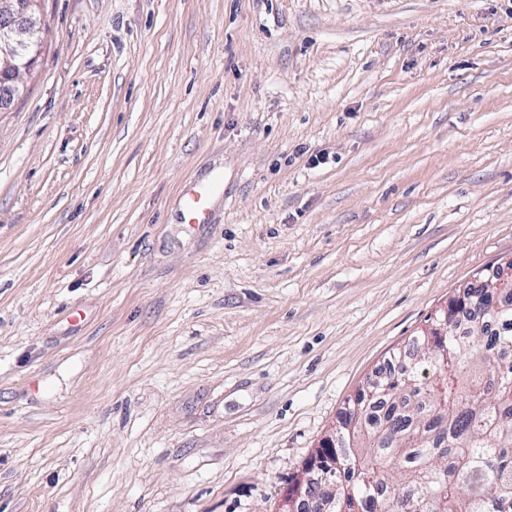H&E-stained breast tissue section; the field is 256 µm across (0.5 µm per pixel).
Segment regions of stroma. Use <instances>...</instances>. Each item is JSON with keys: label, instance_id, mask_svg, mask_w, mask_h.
<instances>
[{"label": "stroma", "instance_id": "1", "mask_svg": "<svg viewBox=\"0 0 512 512\" xmlns=\"http://www.w3.org/2000/svg\"><path fill=\"white\" fill-rule=\"evenodd\" d=\"M41 11L0 112V512H275L512 254V0ZM211 189H192L182 198L184 222L187 224H206L210 217Z\"/></svg>", "mask_w": 512, "mask_h": 512}]
</instances>
